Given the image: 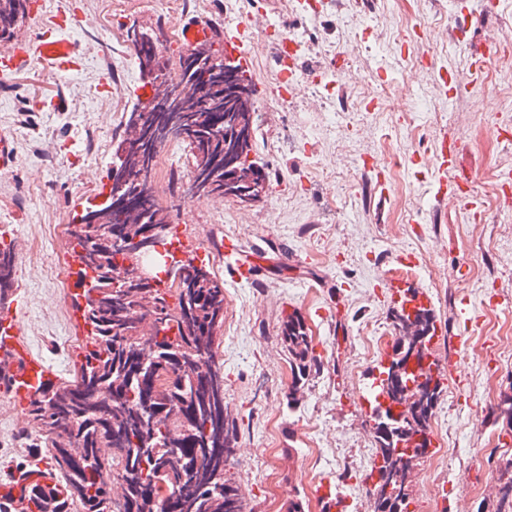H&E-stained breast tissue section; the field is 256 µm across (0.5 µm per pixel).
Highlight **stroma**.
Masks as SVG:
<instances>
[{
	"label": "stroma",
	"instance_id": "stroma-1",
	"mask_svg": "<svg viewBox=\"0 0 512 512\" xmlns=\"http://www.w3.org/2000/svg\"><path fill=\"white\" fill-rule=\"evenodd\" d=\"M27 11L21 32L35 37L63 8L85 15L102 11L105 0H39ZM123 27L149 26L167 48L179 47L169 31L188 15L221 27L242 12H225L224 0H198L182 11L177 0H122ZM456 0H364L355 18L363 26L393 32L404 29L418 54L413 77L399 70L393 55L374 45L348 52L345 91L337 108L345 116L329 127L321 112V85L302 82L292 101L277 91L279 67L275 31L296 28L322 38L336 34V48L302 52L303 69L336 62L348 51V36L336 28L333 0L320 11L297 0H247L245 11L262 12L270 29L255 34L257 47L246 76L256 90L258 132L250 160L269 175L267 198L244 207L228 199L190 201L174 214L181 238L193 255H206L224 282V320L219 349L224 361V407L237 424L239 444L232 472L250 512H287L293 490H300L306 512H321L332 499L346 501L344 512H373L365 486L375 458L374 436L363 396L379 374L382 356L364 357L358 336L366 321L390 325L394 297L407 288L423 291L441 331L434 348L445 371V389L436 409L454 479L440 495L426 500L414 482L411 512H490L503 459L512 444L500 446L501 425L492 413L500 394L512 391V356L499 355L500 337L512 336V307L492 304L496 295L512 297V211L484 209L480 223L468 212L437 205L433 188L442 179L469 182L496 165L512 166V144L490 125L484 93L459 95L456 127L447 113L408 134L409 93H438L442 75L467 70L470 47L482 38L477 26L450 43L448 26L459 23ZM69 34L85 49L80 72L58 76L39 63L0 80V136L16 151V167L0 171V237L23 242L17 250L18 303L15 307L25 354L51 375L68 376L75 355L59 357L54 340L72 339L81 330L68 294H57L51 268L66 267V253L54 239L38 251L27 245L42 225L73 223L75 204L88 192H101L122 133L101 100L86 97L87 85L100 82L112 59L103 32L73 28ZM391 86L398 106L367 114L368 101ZM64 101L51 108L52 98ZM451 133L457 161L447 170L435 163L444 133ZM322 134L320 159L308 158L305 145ZM402 198L404 212L393 202ZM227 236L240 239L247 256L262 267L257 282L234 281L219 247ZM415 255L411 267L391 258ZM299 310L322 357L320 374L304 383L296 407L285 394L288 354L278 338L281 318ZM318 429L322 447L338 448L343 464L310 479L303 470L305 433ZM294 459L296 471L268 474L272 457Z\"/></svg>",
	"mask_w": 512,
	"mask_h": 512
}]
</instances>
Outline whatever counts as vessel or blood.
<instances>
[{
    "label": "vessel or blood",
    "instance_id": "b4317fda",
    "mask_svg": "<svg viewBox=\"0 0 512 512\" xmlns=\"http://www.w3.org/2000/svg\"><path fill=\"white\" fill-rule=\"evenodd\" d=\"M257 21L256 16H247L233 25L225 26L224 47L242 67H249L251 48L245 33ZM178 29L188 44L212 39L216 33L213 25L204 20L179 22ZM66 28L57 24L46 27L37 41L16 39L11 46L0 49V75H10L26 69L31 62H40L50 72L63 75L80 71L84 58L79 44L66 37ZM277 54L280 59L278 79L280 83L293 80L298 67V49L286 36L276 40ZM221 252L233 268L238 280L253 282L261 276L260 268L241 260L242 247L237 239H225ZM10 371L13 375L15 392L18 398H25L30 387L42 381L43 374L39 364L31 360L12 361Z\"/></svg>",
    "mask_w": 512,
    "mask_h": 512
}]
</instances>
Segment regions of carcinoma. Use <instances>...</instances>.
<instances>
[{
  "mask_svg": "<svg viewBox=\"0 0 512 512\" xmlns=\"http://www.w3.org/2000/svg\"><path fill=\"white\" fill-rule=\"evenodd\" d=\"M24 0H0V36L14 35L25 14ZM156 34L132 30L138 70L155 72L156 55L142 53ZM211 61L201 80L208 109L192 111L190 99H173L166 112L136 111L124 121L120 142L128 144L126 167L141 178V191H154L158 149L171 140L188 148L184 192L196 199L229 198L224 167L241 177L255 174L249 161L257 126L254 90L239 66L224 70V60L209 42L177 51L180 78L190 62ZM146 221L169 226L172 207L158 201ZM123 234L132 267L149 256L135 242L139 225L112 211V203L87 210L66 229L71 250L80 256L77 275L88 287L71 294L83 321L75 372L69 379L47 378L26 396L23 453L0 472V512H247L238 483L226 476L234 460L238 431L224 414V362L219 337L224 328V281L207 263L191 259L172 267L171 280L147 293L135 286L129 270L115 263L112 232ZM17 291L13 248L0 245V312ZM394 343L422 350L429 360L413 375V387L392 380L393 366L381 365L377 378L382 403L370 415L388 424L376 437L375 459L367 480L375 482L380 512L388 479L398 491L395 512H410L414 468L424 453L413 447L432 434L431 419L444 386L433 347L437 319L431 306L392 308ZM288 352L291 383L288 406L297 404L303 381L320 373L314 336L304 317L293 311L278 329ZM496 419L512 433V394L500 396ZM494 512H512V459L500 472Z\"/></svg>",
  "mask_w": 512,
  "mask_h": 512,
  "instance_id": "obj_1",
  "label": "carcinoma"
}]
</instances>
